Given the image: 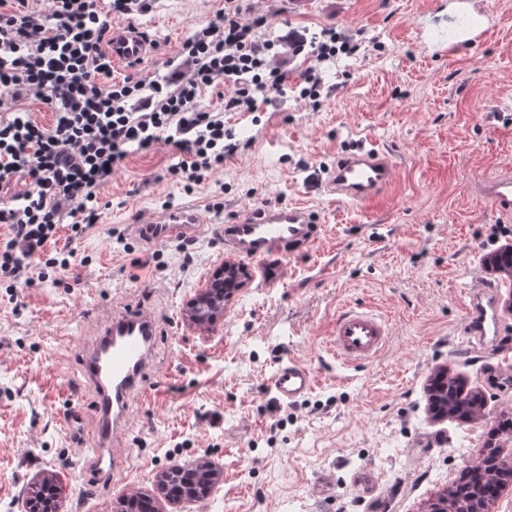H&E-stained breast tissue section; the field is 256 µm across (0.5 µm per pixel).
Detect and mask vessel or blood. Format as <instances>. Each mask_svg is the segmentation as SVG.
<instances>
[{"label":"vessel or blood","mask_w":512,"mask_h":512,"mask_svg":"<svg viewBox=\"0 0 512 512\" xmlns=\"http://www.w3.org/2000/svg\"><path fill=\"white\" fill-rule=\"evenodd\" d=\"M152 50L151 41L137 27L113 28V64H138ZM394 180L395 170L385 153L363 149L337 161L327 186L337 200L364 205L378 198ZM480 193L500 216L512 218L511 169L483 180ZM140 232L156 243L188 240L207 232L221 239L225 250L247 259L291 258L308 252L318 239V226L311 211L291 204L252 208L219 225L206 223L193 207H179L164 222L143 223ZM510 333L512 328L505 325L497 307L495 289L476 291L468 308L469 346H483ZM155 336L156 324L149 315L140 311L125 313L113 319L96 348L84 359L82 378L96 393L86 464L102 478L114 479L123 467L114 447L128 403L142 388ZM330 336V347L337 359L362 365L385 350L389 330L379 315L350 308L337 317ZM314 385L312 371L288 359L280 361L269 389L278 401L290 404L305 397Z\"/></svg>","instance_id":"vessel-or-blood-1"}]
</instances>
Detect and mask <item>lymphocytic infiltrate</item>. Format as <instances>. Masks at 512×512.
Listing matches in <instances>:
<instances>
[{
    "mask_svg": "<svg viewBox=\"0 0 512 512\" xmlns=\"http://www.w3.org/2000/svg\"><path fill=\"white\" fill-rule=\"evenodd\" d=\"M0 0V184L25 174L28 189L0 206V279L15 285L39 265L40 277L66 269L72 251H47L58 224L82 233L102 214L100 190L130 153L158 142L175 147L171 176L192 187L236 151L224 116L253 112L270 93L287 88V71L269 65L272 43L265 18L245 22L225 9L182 45L183 60L170 78L132 72L111 80L103 48L110 23L96 0ZM234 86L222 111L202 110V96ZM46 105L51 124L35 121L24 102Z\"/></svg>",
    "mask_w": 512,
    "mask_h": 512,
    "instance_id": "lymphocytic-infiltrate-1",
    "label": "lymphocytic infiltrate"
}]
</instances>
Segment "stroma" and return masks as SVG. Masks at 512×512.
<instances>
[{"label": "stroma", "mask_w": 512, "mask_h": 512, "mask_svg": "<svg viewBox=\"0 0 512 512\" xmlns=\"http://www.w3.org/2000/svg\"><path fill=\"white\" fill-rule=\"evenodd\" d=\"M244 0L263 15L272 63L294 85L257 112L226 115L237 151L204 182L185 188L166 170L163 142L130 154L101 190L98 224L73 235L61 224L54 249H73L66 270L0 288V512H26L32 484L57 475L61 512H116L122 498L157 491L175 465L210 461L221 473L199 502L161 501L162 512H431L495 442L512 458V382L498 381L512 347L467 348L470 295L512 276L485 261L512 246V222L480 196L479 181L512 168V0H486L465 15L459 0ZM226 0H150L130 23L153 41L136 65L166 75L197 27ZM485 26L478 40L443 55L422 37L463 21ZM333 29L359 45L317 62ZM322 77L318 104L297 88L310 66ZM387 153L395 181L372 204L327 190L337 160L359 148ZM195 205L214 224L270 203H306L322 226L317 244L283 262L247 260L250 281L223 319L188 326V302L227 261L219 238L149 244L133 225L165 221L163 202ZM158 263H150V256ZM147 259L132 268V257ZM361 305L384 314L389 343L360 368L328 349L336 316ZM154 317L158 336L145 391L134 398L120 439L126 460L112 483L86 467L84 428L91 386H77L83 358L113 314ZM314 373L313 391L281 403L269 391L280 360ZM447 368L487 406L468 420L434 419L429 386Z\"/></svg>", "instance_id": "stroma-1"}]
</instances>
